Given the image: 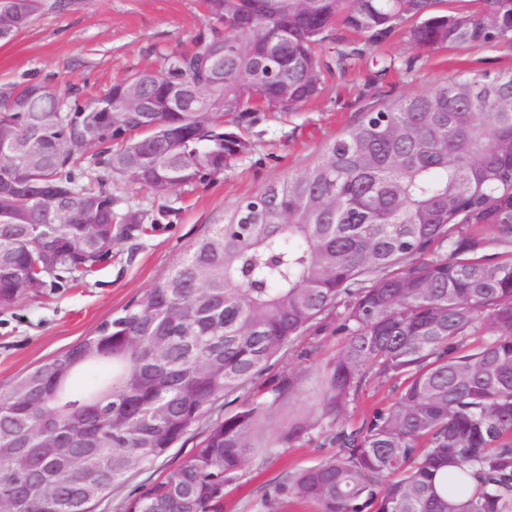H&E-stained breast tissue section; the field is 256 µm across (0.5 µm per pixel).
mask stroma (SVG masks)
<instances>
[{"label":"stroma","mask_w":512,"mask_h":512,"mask_svg":"<svg viewBox=\"0 0 512 512\" xmlns=\"http://www.w3.org/2000/svg\"><path fill=\"white\" fill-rule=\"evenodd\" d=\"M40 0L28 27L0 42V82L34 73L59 94L79 89L93 100L115 79L156 64L166 53L190 47L210 29L202 0H70L57 10ZM512 71V39L476 47L422 53L403 32L369 45L346 81L331 80L323 94L294 112H267L246 136L250 151L223 175L156 197L130 183L113 186L123 205L140 209L154 223L112 249L91 275H62L54 286L22 296L0 309V387L121 314L166 275L211 224L242 200L303 170L322 148L363 113L387 107L465 74ZM335 337L305 336L249 386L265 398L276 378L307 375L334 357ZM201 432L187 436L149 469L131 474L112 489L96 512H124L130 498L178 468L197 448ZM334 453L314 433L288 448L250 458L224 489V512H313L284 494L267 500L272 488L300 469Z\"/></svg>","instance_id":"stroma-1"}]
</instances>
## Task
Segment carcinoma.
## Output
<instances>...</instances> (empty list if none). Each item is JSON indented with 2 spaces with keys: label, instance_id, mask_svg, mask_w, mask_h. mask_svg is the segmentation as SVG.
I'll use <instances>...</instances> for the list:
<instances>
[{
  "label": "carcinoma",
  "instance_id": "carcinoma-1",
  "mask_svg": "<svg viewBox=\"0 0 512 512\" xmlns=\"http://www.w3.org/2000/svg\"><path fill=\"white\" fill-rule=\"evenodd\" d=\"M442 0H205L213 26L190 50L117 80L92 104L61 100L41 82L0 84V154L45 136L48 164L33 194L0 195V308L62 273L92 272L147 215L121 210L103 180L155 195L224 173L250 150L245 132L278 101L316 100L362 50L322 51L336 24L369 40L398 27L432 52L500 39L486 19L512 0H468L469 28L448 26ZM38 0H14L9 36ZM158 132H139L128 103L137 81ZM476 86L470 100L457 86ZM203 99L174 107L172 91ZM512 72L463 76L365 112L303 171L267 187L207 234L124 313L15 380L0 394V494L14 512H95L124 462L153 464L202 423L200 447L126 512H224V486L270 448L332 432L334 455L275 487L314 512H512ZM105 120L97 139L89 123ZM77 209L61 216L60 203ZM301 336H334L336 355L271 398L245 397L213 418L215 402L246 390ZM93 388L68 390L79 371ZM308 380L302 412L262 440L261 419ZM397 390L348 428L366 386ZM77 448L88 469L58 449ZM484 476L469 494L472 471Z\"/></svg>",
  "mask_w": 512,
  "mask_h": 512
}]
</instances>
